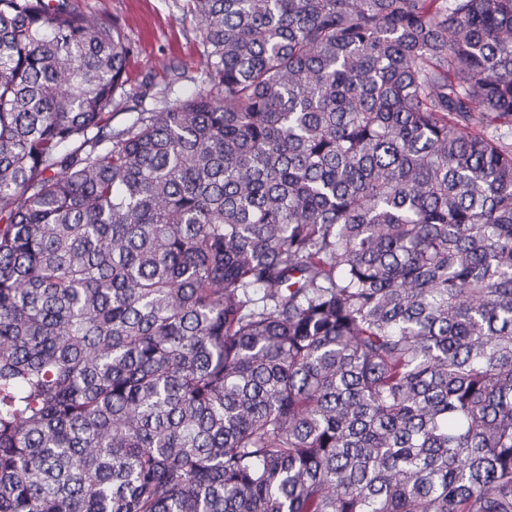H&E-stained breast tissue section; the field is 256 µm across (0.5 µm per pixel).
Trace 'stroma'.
Returning <instances> with one entry per match:
<instances>
[{"label": "stroma", "mask_w": 512, "mask_h": 512, "mask_svg": "<svg viewBox=\"0 0 512 512\" xmlns=\"http://www.w3.org/2000/svg\"><path fill=\"white\" fill-rule=\"evenodd\" d=\"M76 9L119 23L133 45L126 80L110 107L113 126L136 112L159 107L161 98H184L205 79L203 48L187 0H70Z\"/></svg>", "instance_id": "1"}]
</instances>
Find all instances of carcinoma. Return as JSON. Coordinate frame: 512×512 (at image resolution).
<instances>
[{
    "mask_svg": "<svg viewBox=\"0 0 512 512\" xmlns=\"http://www.w3.org/2000/svg\"><path fill=\"white\" fill-rule=\"evenodd\" d=\"M187 7L0 0V512H512V0ZM76 9L98 21L121 25L133 45L126 66V81L115 94L112 126L127 124L134 112L184 98L205 79L203 48L187 0H70Z\"/></svg>",
    "mask_w": 512,
    "mask_h": 512,
    "instance_id": "carcinoma-1",
    "label": "carcinoma"
}]
</instances>
